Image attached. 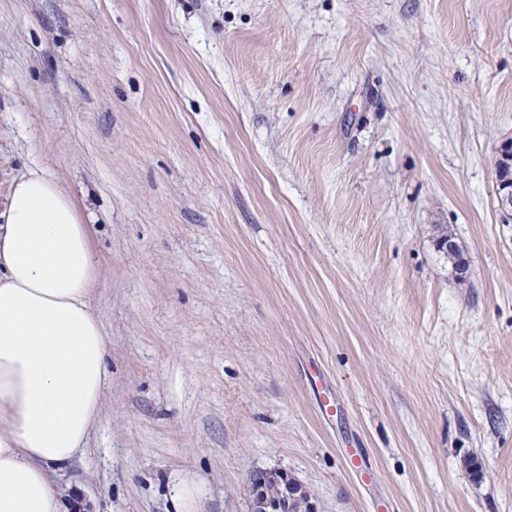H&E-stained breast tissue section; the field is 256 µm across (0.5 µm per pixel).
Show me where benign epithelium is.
Wrapping results in <instances>:
<instances>
[{
  "instance_id": "7a95c632",
  "label": "benign epithelium",
  "mask_w": 512,
  "mask_h": 512,
  "mask_svg": "<svg viewBox=\"0 0 512 512\" xmlns=\"http://www.w3.org/2000/svg\"><path fill=\"white\" fill-rule=\"evenodd\" d=\"M496 199L512 212V140L497 149ZM249 512H314L309 494L283 473H257L250 482Z\"/></svg>"
}]
</instances>
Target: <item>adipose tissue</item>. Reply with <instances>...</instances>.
<instances>
[{
	"instance_id": "1",
	"label": "adipose tissue",
	"mask_w": 512,
	"mask_h": 512,
	"mask_svg": "<svg viewBox=\"0 0 512 512\" xmlns=\"http://www.w3.org/2000/svg\"><path fill=\"white\" fill-rule=\"evenodd\" d=\"M85 218L45 174L0 208V512H62L49 468L84 447L108 381Z\"/></svg>"
}]
</instances>
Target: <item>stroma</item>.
Here are the masks:
<instances>
[{
    "instance_id": "obj_1",
    "label": "stroma",
    "mask_w": 512,
    "mask_h": 512,
    "mask_svg": "<svg viewBox=\"0 0 512 512\" xmlns=\"http://www.w3.org/2000/svg\"><path fill=\"white\" fill-rule=\"evenodd\" d=\"M510 138L512 0H0V202L54 178L100 270L65 499L512 512ZM512 140L502 142L497 149L496 199L499 209L512 212ZM275 489L267 490V480ZM297 509V510H296ZM314 512L309 494L283 473H257L250 482L249 512Z\"/></svg>"
}]
</instances>
